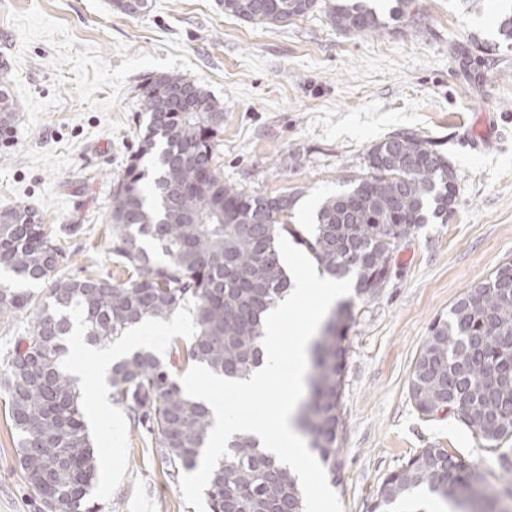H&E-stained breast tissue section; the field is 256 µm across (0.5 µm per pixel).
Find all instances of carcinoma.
<instances>
[{"label": "carcinoma", "instance_id": "1", "mask_svg": "<svg viewBox=\"0 0 512 512\" xmlns=\"http://www.w3.org/2000/svg\"><path fill=\"white\" fill-rule=\"evenodd\" d=\"M222 0L224 13L255 23L281 22L323 9L333 26L369 35L405 14L412 0H394L384 15L372 0ZM500 22L496 42L472 36L484 50L512 46V0H495ZM0 70V147L11 145L16 120ZM185 88L182 102L170 91ZM147 122L139 145L114 183L108 252L127 278H69L63 254L44 231L39 212L26 205L0 210V270L18 288L0 285V312L29 308L34 315L0 369V387L18 440L20 468L38 500L54 494L59 512H99L92 498L98 468L86 429L85 396L66 369L67 339L77 333L106 346L139 323L169 321L193 305L194 332L184 365L245 379L260 364L264 314L291 286L277 240L289 235L303 246L320 272L355 282L364 300L378 296L375 284L389 269L403 240L430 218L448 219L456 175L443 154L424 137L394 133L367 154L368 173L327 197L316 224L286 221L295 199L248 193L224 181L215 163L213 138L224 116L195 82L176 75L152 76L141 93ZM202 158L192 162L190 154ZM250 224L248 234L238 225ZM355 261H349L350 257ZM43 283L40 299L22 288ZM336 330L312 350L313 374L300 427L310 448L334 473L340 447L348 304L331 313ZM112 402L133 421L152 424L155 447L169 473L199 467L212 421L208 409L187 397L171 366L141 348L112 364ZM409 397L430 416L445 409L488 448L512 439V259L452 304L436 321L411 373ZM210 512H302V491L290 470L243 437L228 445L205 489ZM432 496L453 502L458 512H496L497 487L481 465L445 448H422L382 480L376 512H392Z\"/></svg>", "mask_w": 512, "mask_h": 512}]
</instances>
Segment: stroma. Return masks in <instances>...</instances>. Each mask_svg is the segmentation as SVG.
I'll list each match as a JSON object with an SVG mask.
<instances>
[{
  "label": "stroma",
  "instance_id": "1",
  "mask_svg": "<svg viewBox=\"0 0 512 512\" xmlns=\"http://www.w3.org/2000/svg\"><path fill=\"white\" fill-rule=\"evenodd\" d=\"M409 19L348 36L325 12L274 23L226 15L221 0H147L127 14L112 0H0V57L17 105L15 141L0 151V208L34 207L45 226L79 225L61 238L71 276L119 277L108 253L112 182L144 117L148 77L178 74L224 110L214 139L225 181L296 199L293 223L367 172L369 149L396 132L429 138L456 171L447 220L423 225L395 255L387 285L355 300L341 400L336 471L343 512H372L378 488L422 448L482 462L497 512H512V440L485 447L455 414L422 416L408 385L437 318L512 259V47L495 40L493 0H412ZM98 454L100 512H196L169 474L145 425L110 405L86 416ZM0 512H41L19 465L0 394Z\"/></svg>",
  "mask_w": 512,
  "mask_h": 512
}]
</instances>
